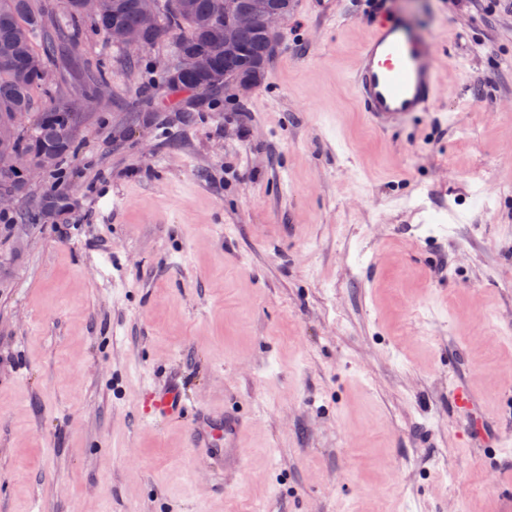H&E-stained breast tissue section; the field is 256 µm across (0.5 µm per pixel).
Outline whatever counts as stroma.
<instances>
[{"mask_svg":"<svg viewBox=\"0 0 512 512\" xmlns=\"http://www.w3.org/2000/svg\"><path fill=\"white\" fill-rule=\"evenodd\" d=\"M376 0H293L244 99L142 51L62 46L80 144L0 223V512H512V5L392 0L437 47L430 112L374 127L351 75ZM108 82L80 103L98 70ZM149 88V102L140 91ZM246 422L215 470L141 392Z\"/></svg>","mask_w":512,"mask_h":512,"instance_id":"1","label":"stroma"}]
</instances>
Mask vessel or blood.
Returning <instances> with one entry per match:
<instances>
[{
    "label": "vessel or blood",
    "mask_w": 512,
    "mask_h": 512,
    "mask_svg": "<svg viewBox=\"0 0 512 512\" xmlns=\"http://www.w3.org/2000/svg\"><path fill=\"white\" fill-rule=\"evenodd\" d=\"M435 59L434 45L419 32L396 17L377 15L352 75L356 97L371 123L391 127L429 111L440 92ZM139 407L144 417L156 422L192 417L191 448L225 469L239 466L245 424L238 414L196 410L187 393L176 388L147 389Z\"/></svg>",
    "instance_id": "1"
}]
</instances>
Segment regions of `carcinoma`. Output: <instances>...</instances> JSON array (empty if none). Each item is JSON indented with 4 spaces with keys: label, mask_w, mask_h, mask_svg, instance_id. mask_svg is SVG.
<instances>
[{
    "label": "carcinoma",
    "mask_w": 512,
    "mask_h": 512,
    "mask_svg": "<svg viewBox=\"0 0 512 512\" xmlns=\"http://www.w3.org/2000/svg\"><path fill=\"white\" fill-rule=\"evenodd\" d=\"M247 0H161L155 29L147 32L144 47L167 40L175 51H192L204 60L194 73H175L164 78L172 89L206 93L224 84V74L238 75V68L224 66V25L232 20L236 6ZM92 32L109 38L116 25H140L137 0H102L100 11L91 16ZM43 22L34 0H0V119L17 123V135L10 150L33 155L52 149L56 165L76 155V123L73 104L52 102L34 111L33 95L43 89L45 79L28 68L33 56L53 65L55 44L64 33L49 35L36 43L34 35ZM239 44L247 57L258 63L254 75L261 82L275 54L270 37L259 28L238 31ZM0 185L17 192L23 188L18 172L9 165L7 152L0 153Z\"/></svg>",
    "instance_id": "cac0c4a2"
}]
</instances>
